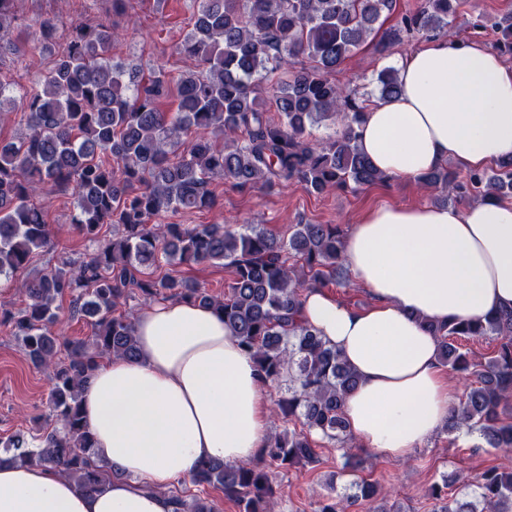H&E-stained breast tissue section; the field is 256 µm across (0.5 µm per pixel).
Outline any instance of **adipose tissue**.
<instances>
[{"label":"adipose tissue","mask_w":512,"mask_h":512,"mask_svg":"<svg viewBox=\"0 0 512 512\" xmlns=\"http://www.w3.org/2000/svg\"><path fill=\"white\" fill-rule=\"evenodd\" d=\"M399 95L376 100L359 146L388 178L447 161L479 171L512 155V63L483 45L425 41L397 63ZM344 264L367 307L324 290L299 315L361 380L344 415L359 447L404 460L440 433L458 402L428 323L476 321L512 306V204L383 205L345 239ZM137 359H105L81 392L97 458L120 469L88 497L58 472L0 464V512H173L167 494L205 460L242 464L269 434L267 386L223 316L177 298L134 321Z\"/></svg>","instance_id":"1"}]
</instances>
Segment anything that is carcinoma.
Wrapping results in <instances>:
<instances>
[{
	"label": "carcinoma",
	"instance_id": "obj_1",
	"mask_svg": "<svg viewBox=\"0 0 512 512\" xmlns=\"http://www.w3.org/2000/svg\"><path fill=\"white\" fill-rule=\"evenodd\" d=\"M17 0H0V50L19 27ZM394 0H200L192 29L177 47L189 68L172 78L163 68L148 78L108 56L117 34L106 23L72 24L56 51L57 32L40 23L39 44L56 55L40 87L23 99L28 132L0 139V277L15 284L27 303L20 316L0 308V325L11 327L32 365L51 371L46 407L52 424L28 443H12L8 459L53 469L85 495L98 493L119 473L100 462L83 420L80 389L100 360L134 359V322L116 313L136 296L149 304L185 298L223 314L237 345L260 374L275 383L289 376L288 390L272 416L295 421L269 436L257 459L233 466L205 461L190 482L215 487L240 512H276L278 470L317 460L313 434L350 448L343 406L358 375L312 326L298 318L302 292L324 288L342 267L345 233L337 224H295L278 237L260 224L232 231L222 224H157L168 212L211 209L212 181L221 177L245 188L273 190L300 181L316 192L370 186L385 180L360 151L357 128L368 107L364 94L340 86L331 74L376 31ZM456 0H422L387 34L390 45L408 35L450 36ZM495 46L512 55V15L491 23ZM281 72L274 84L265 80ZM377 97L400 92L396 69L380 70ZM275 98L267 112L262 95ZM174 95L175 115L160 108ZM325 121L335 134L322 141L312 128ZM442 193L443 204L471 197L501 200L512 194V155L495 166L461 177L448 164L417 178ZM71 192V223L97 241L104 226L112 239L80 260L21 281L36 251L54 237L48 210L31 202L40 192ZM221 264L232 269L219 298L199 283L154 276L165 265ZM91 319L92 336L70 341L54 330L63 304ZM438 361L474 377V386L453 408L446 429L465 428L490 448L512 451V308L485 320L431 326ZM493 336L499 346L477 359L458 340ZM474 487L482 508L464 496L432 489L434 512H512V470L490 468ZM378 482L362 478L349 491L327 486L316 512H352L378 500ZM174 512H214L206 499L170 491Z\"/></svg>",
	"mask_w": 512,
	"mask_h": 512
}]
</instances>
